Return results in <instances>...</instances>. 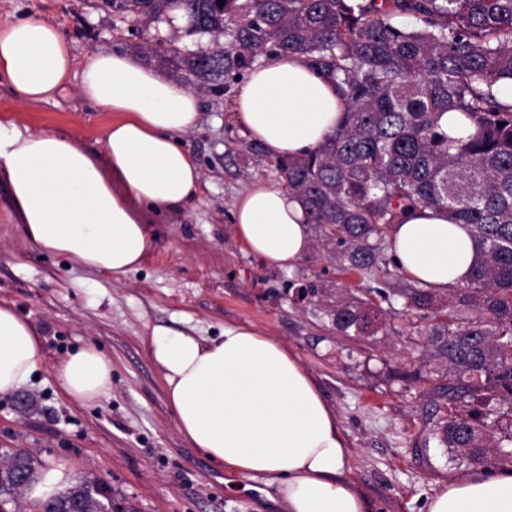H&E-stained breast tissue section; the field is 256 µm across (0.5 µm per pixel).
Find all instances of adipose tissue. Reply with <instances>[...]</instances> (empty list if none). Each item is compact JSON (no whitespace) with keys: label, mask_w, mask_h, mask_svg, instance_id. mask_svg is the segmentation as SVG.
I'll use <instances>...</instances> for the list:
<instances>
[{"label":"adipose tissue","mask_w":512,"mask_h":512,"mask_svg":"<svg viewBox=\"0 0 512 512\" xmlns=\"http://www.w3.org/2000/svg\"><path fill=\"white\" fill-rule=\"evenodd\" d=\"M2 83L27 104L73 87L112 115L98 154L72 134L0 120V182L24 239L116 280L137 270L152 239L143 210L174 213L198 195L201 172L183 144L198 123V94L125 52L98 50L77 63L62 29L32 18L0 25ZM345 108L298 55L260 58L234 105L238 123L276 159L317 149ZM232 224L251 255L284 273L311 248L298 197L261 178L238 193ZM391 252L404 275L444 292L466 283L476 245L467 225L427 209L394 226ZM149 349L180 436L230 476L262 482L275 512H375L350 475L352 452L334 409L283 342L228 322L215 337L154 328ZM45 362L33 326L0 302V395L28 385ZM53 372L81 405L112 391V363L93 346L69 352ZM71 477L70 465H50L24 493L48 500ZM427 512H512V462L449 480Z\"/></svg>","instance_id":"1"}]
</instances>
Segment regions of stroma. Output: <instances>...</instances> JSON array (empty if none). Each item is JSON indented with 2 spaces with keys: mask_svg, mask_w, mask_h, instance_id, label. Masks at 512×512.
Here are the masks:
<instances>
[{
  "mask_svg": "<svg viewBox=\"0 0 512 512\" xmlns=\"http://www.w3.org/2000/svg\"><path fill=\"white\" fill-rule=\"evenodd\" d=\"M25 17L60 26L80 63L101 49L132 52L139 42L103 0H0L1 24ZM240 87L202 91L197 126L184 138L202 175L198 197L165 216L146 213L151 247L124 279L40 253L0 208V301L28 319L46 354L28 387L0 395V455L24 449L45 466L67 461L74 474L101 478L140 512H263L257 490H229L223 470L184 442L149 352L157 327L217 336L225 322H248L286 343L315 377L352 450L351 476L379 512H425L433 491L469 471L438 448L415 446L424 390L395 373L433 363L404 336L377 343L337 336L325 314L330 299L293 300L294 288L314 279L329 289L367 288L370 280L344 278L315 247L286 274L235 239L237 193L255 177L279 180L275 159L247 149L234 113ZM111 118L73 89L28 105L0 87L1 120L76 135L94 154ZM87 345L112 361V391L92 406L68 399L52 375L56 362Z\"/></svg>",
  "mask_w": 512,
  "mask_h": 512,
  "instance_id": "1",
  "label": "stroma"
}]
</instances>
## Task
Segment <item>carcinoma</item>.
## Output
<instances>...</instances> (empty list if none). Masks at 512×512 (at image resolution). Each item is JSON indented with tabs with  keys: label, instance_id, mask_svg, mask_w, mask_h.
<instances>
[{
	"label": "carcinoma",
	"instance_id": "cac0c4a2",
	"mask_svg": "<svg viewBox=\"0 0 512 512\" xmlns=\"http://www.w3.org/2000/svg\"><path fill=\"white\" fill-rule=\"evenodd\" d=\"M130 26L154 28L141 47L185 85L217 90L266 55L305 57L346 101L344 117L309 154L278 164L309 224L344 274L377 286L365 298L336 289V335L377 342L408 336L436 372L401 371L431 384L422 448L459 465L512 459V0H112ZM181 11L179 36L159 24ZM415 18L412 28L393 22ZM208 42H203V39ZM460 113L465 139L441 130ZM445 209L467 224L478 254L467 284L446 293L391 282L392 226L410 209ZM431 321L419 326L415 318ZM38 461L0 462V512H20L16 475ZM112 497L86 475L51 498L56 512H102Z\"/></svg>",
	"mask_w": 512,
	"mask_h": 512
}]
</instances>
